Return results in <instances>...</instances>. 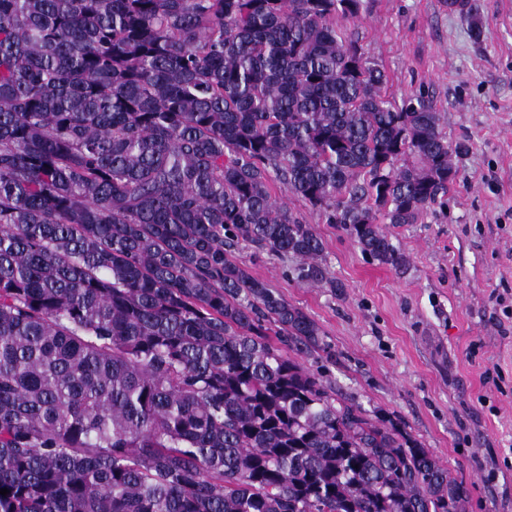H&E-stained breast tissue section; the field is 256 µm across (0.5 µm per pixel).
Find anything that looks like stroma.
<instances>
[{"instance_id": "obj_1", "label": "stroma", "mask_w": 512, "mask_h": 512, "mask_svg": "<svg viewBox=\"0 0 512 512\" xmlns=\"http://www.w3.org/2000/svg\"><path fill=\"white\" fill-rule=\"evenodd\" d=\"M365 3L343 29L386 69L387 95L431 91L443 133L471 146L446 208L386 225L396 269L277 192L322 240L333 289L251 247L236 256L318 324L310 371L395 415L467 487V512H512V0H469L467 14L448 0Z\"/></svg>"}]
</instances>
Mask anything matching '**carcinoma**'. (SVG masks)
I'll use <instances>...</instances> for the list:
<instances>
[{"label": "carcinoma", "instance_id": "obj_1", "mask_svg": "<svg viewBox=\"0 0 512 512\" xmlns=\"http://www.w3.org/2000/svg\"><path fill=\"white\" fill-rule=\"evenodd\" d=\"M363 0H0V512H466L401 422L297 359L234 256L326 283L274 183L374 260L470 145L338 22Z\"/></svg>", "mask_w": 512, "mask_h": 512}]
</instances>
